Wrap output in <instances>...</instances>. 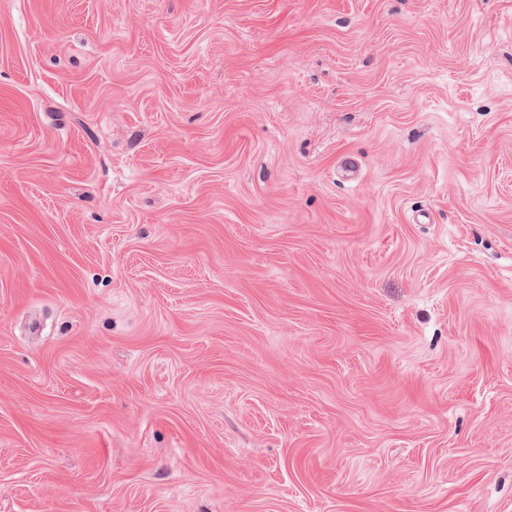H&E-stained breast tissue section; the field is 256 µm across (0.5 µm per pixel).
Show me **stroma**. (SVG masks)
<instances>
[{
  "instance_id": "stroma-1",
  "label": "stroma",
  "mask_w": 512,
  "mask_h": 512,
  "mask_svg": "<svg viewBox=\"0 0 512 512\" xmlns=\"http://www.w3.org/2000/svg\"><path fill=\"white\" fill-rule=\"evenodd\" d=\"M0 512H512V0H0Z\"/></svg>"
}]
</instances>
